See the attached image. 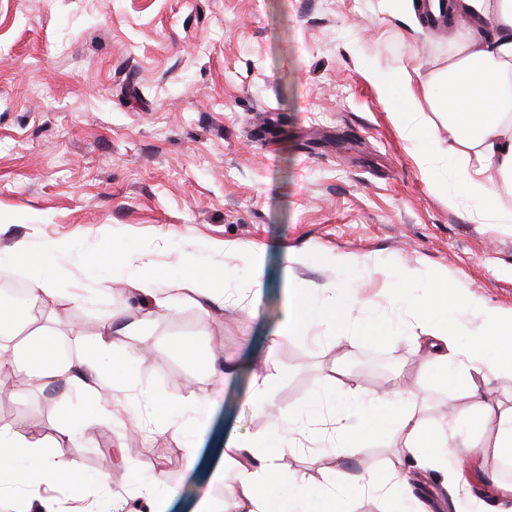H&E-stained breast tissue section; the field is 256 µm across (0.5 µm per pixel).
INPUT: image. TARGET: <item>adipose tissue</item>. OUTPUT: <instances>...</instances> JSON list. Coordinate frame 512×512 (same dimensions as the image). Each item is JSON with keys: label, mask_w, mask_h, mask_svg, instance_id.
Instances as JSON below:
<instances>
[{"label": "adipose tissue", "mask_w": 512, "mask_h": 512, "mask_svg": "<svg viewBox=\"0 0 512 512\" xmlns=\"http://www.w3.org/2000/svg\"><path fill=\"white\" fill-rule=\"evenodd\" d=\"M456 19L461 36L448 63L427 79L417 77V67L401 66L395 77L389 78L378 70H370L373 83L397 106L427 104L434 121L421 129L402 126L406 139L424 133L426 143L415 159L421 176L431 190L440 183L434 164L442 158L436 129L447 125L461 152H474L475 164L461 172L464 193L478 204L476 217L487 224H512V208L505 207L503 197H512V0H453L449 13ZM18 260L25 266L31 280L29 294L38 308L40 319H31L13 307L0 306V369L16 367L39 380L43 386L64 385L66 392L82 391L99 396L107 389L126 396L135 395L130 369L105 370L101 359L113 351L122 336H147L144 322L119 327L104 324L96 344L80 357L57 362L51 349L57 337L54 328L63 314L59 291L53 285L43 261L35 259L25 249H18ZM116 265L137 267V275L126 286L137 295L140 303L156 311L171 307L170 297L160 296L157 279L149 261L141 257L121 255ZM224 274L206 278L191 276L182 283L183 298L192 300L202 314L224 304ZM327 298L318 301L313 290L303 288L293 296V328H310L325 318L343 322L350 306L358 301L353 284L330 285ZM464 305L475 321L461 328L430 331V338L445 343L468 336L472 344L465 354L468 366L475 370L512 371V308L488 304L475 296L466 297ZM400 392L379 398L354 394L352 402L331 420L330 432L337 438L360 447L367 438L368 414L372 407L394 410L393 426L402 435V447L390 466L391 478L380 482L364 478L362 487L398 497L401 512H417L409 474L403 469L404 460L451 469L457 488L469 490L464 470L467 454L450 448V427L429 429L417 418L414 407L404 405ZM157 431L179 437L184 458L195 464L200 451L198 443L186 437L182 422L185 414L199 413L200 402L188 399L179 408L167 402H145ZM290 431L279 422L271 426L267 443L226 439L220 461L213 471L214 478L233 469L237 481L227 490L224 501L208 506L205 512H300L295 501L273 495L269 479L278 474L282 450L292 448ZM89 480L81 474L76 459H58L46 450L43 436L33 430L0 426V487L18 488L26 492L66 487L71 499L84 504Z\"/></svg>", "instance_id": "adipose-tissue-1"}]
</instances>
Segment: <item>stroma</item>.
Here are the masks:
<instances>
[{
	"mask_svg": "<svg viewBox=\"0 0 512 512\" xmlns=\"http://www.w3.org/2000/svg\"><path fill=\"white\" fill-rule=\"evenodd\" d=\"M456 39L414 34L383 0H0V273L26 282L14 255L25 243L48 257L65 315L57 323L73 350L89 348L104 320L143 317L108 252L150 253L161 287L187 273H226L231 302L203 315L191 300L153 316L147 342L123 338L139 392L171 403L196 396L210 411L186 416L202 454L187 466L179 440L150 419H99L92 443L59 426L60 401L35 382L0 371L14 385L0 396V425L44 435L52 453L77 458L84 475H109L126 493L174 491L169 512H201L233 484L211 476V449L225 437L261 440L273 419L297 417L300 446L279 465L298 485L350 488L358 474H386L402 440L389 426L355 451L322 439L300 412L324 395L323 415L353 392L376 396L413 387L429 427L468 415L478 400L512 395V374L472 370L441 377L460 360L414 351L412 315L400 300L394 263L418 274L415 294L434 281L459 295L512 307V224L473 219L453 161L438 164L443 192L422 179L391 108L364 65L390 71L417 64L422 75L446 65ZM265 253L261 279L246 264ZM302 262L287 272V251ZM336 252L357 256L360 296L370 323L350 307L338 333L328 320L278 344L288 320V276L307 286L345 284L325 266ZM215 346L234 372L225 381L171 346ZM273 373L272 406L251 402ZM470 494L423 479L425 512H476L492 480L512 482L503 459L482 458Z\"/></svg>",
	"mask_w": 512,
	"mask_h": 512,
	"instance_id": "1",
	"label": "stroma"
}]
</instances>
